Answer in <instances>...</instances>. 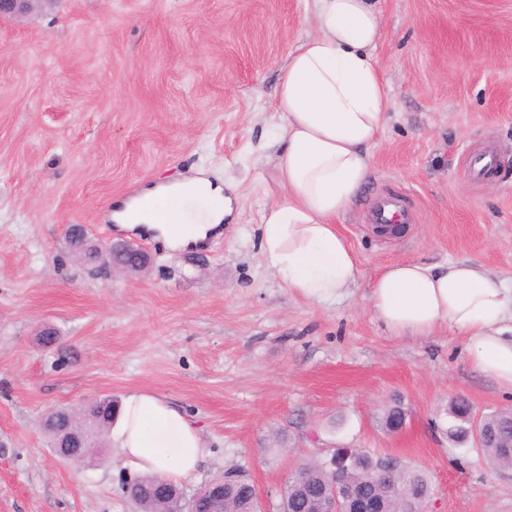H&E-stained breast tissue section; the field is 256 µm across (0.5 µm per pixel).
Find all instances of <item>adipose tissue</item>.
Listing matches in <instances>:
<instances>
[{"mask_svg": "<svg viewBox=\"0 0 512 512\" xmlns=\"http://www.w3.org/2000/svg\"><path fill=\"white\" fill-rule=\"evenodd\" d=\"M315 2L316 31L289 50L280 72V191L263 215L260 251L288 288L325 301L346 294L360 274L337 222L369 175L370 148L392 98L376 58L380 19L372 0ZM230 205L222 186L193 178L155 187L112 219L146 225L184 249L222 224ZM370 304L394 335L455 334L474 370L512 389V278L471 260H410L376 277ZM110 435L125 466L174 482L194 478L209 453L195 422L148 391L123 399Z\"/></svg>", "mask_w": 512, "mask_h": 512, "instance_id": "ef3b65f1", "label": "adipose tissue"}]
</instances>
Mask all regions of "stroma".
I'll return each mask as SVG.
<instances>
[{"mask_svg":"<svg viewBox=\"0 0 512 512\" xmlns=\"http://www.w3.org/2000/svg\"><path fill=\"white\" fill-rule=\"evenodd\" d=\"M374 4L393 106L339 221L360 276L327 302L288 288L259 251L280 68L312 33L314 0H57L0 21V512H132L112 447L73 465L40 421L135 390L185 409L207 439L188 495L239 467L264 501L300 461L365 448L430 473L428 512H512V470L448 439L452 400L509 411L512 390L475 371L459 337L393 335L369 302L407 260L512 276V0ZM486 151L483 175L472 162ZM200 176L232 200L194 252L203 265L159 240L139 273L69 248L70 224L102 247L143 242L114 224L116 201ZM385 196L407 216L397 238L372 230ZM395 399L398 433L382 426Z\"/></svg>","mask_w":512,"mask_h":512,"instance_id":"1","label":"stroma"}]
</instances>
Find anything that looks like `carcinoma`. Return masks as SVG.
Wrapping results in <instances>:
<instances>
[{
	"label": "carcinoma",
	"instance_id": "carcinoma-1",
	"mask_svg": "<svg viewBox=\"0 0 512 512\" xmlns=\"http://www.w3.org/2000/svg\"><path fill=\"white\" fill-rule=\"evenodd\" d=\"M119 408L110 398H101L97 408L59 407L47 413L46 420L59 428H67L79 435L91 434L95 439L108 434L112 419ZM451 418L448 438L456 444L473 439L470 403L460 397L448 408ZM482 452L490 464L499 470L512 469V412H493L481 416ZM381 457L368 450H358V456L348 468L331 476L321 460L300 463L283 485L280 501L288 512H320L323 489L331 480L366 495H382L383 512H423L434 486L428 472L399 462L397 469L385 472L379 469ZM165 482L160 476H147L124 487V493L139 512H170L179 509L190 512L187 503L177 499L166 502L146 496V492ZM224 512H261L253 484L241 477L224 485Z\"/></svg>",
	"mask_w": 512,
	"mask_h": 512
}]
</instances>
